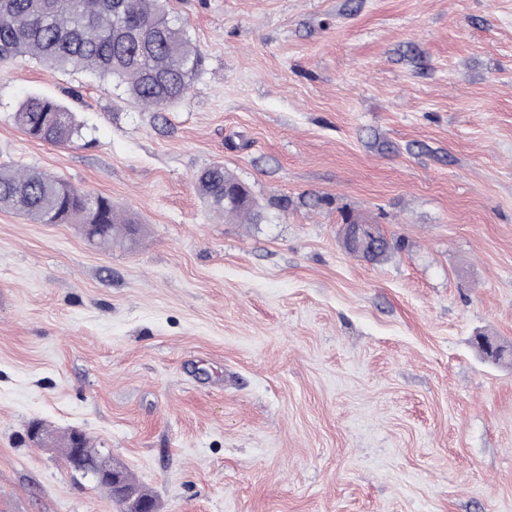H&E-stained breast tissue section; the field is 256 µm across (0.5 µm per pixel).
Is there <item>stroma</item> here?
Segmentation results:
<instances>
[{"mask_svg": "<svg viewBox=\"0 0 512 512\" xmlns=\"http://www.w3.org/2000/svg\"><path fill=\"white\" fill-rule=\"evenodd\" d=\"M202 62L162 111L0 64V167L110 197L136 241L0 210V512H120L32 422L109 449L156 512H512V0H168ZM75 112L55 146L13 122ZM221 165L258 219L196 181ZM400 250L349 255L343 216ZM14 123L29 138L66 146L82 136V125L74 112L56 100L30 97L13 114ZM198 190L202 198L213 210L224 213L225 217H238L243 214L254 215L257 201L248 188L237 180L232 174L224 170L223 166H213L199 176ZM224 188L237 191L242 194L232 205H224V200L231 202L228 195L224 197Z\"/></svg>", "mask_w": 512, "mask_h": 512, "instance_id": "35a3bbf8", "label": "stroma"}]
</instances>
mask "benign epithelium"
<instances>
[{
  "instance_id": "1",
  "label": "benign epithelium",
  "mask_w": 512,
  "mask_h": 512,
  "mask_svg": "<svg viewBox=\"0 0 512 512\" xmlns=\"http://www.w3.org/2000/svg\"><path fill=\"white\" fill-rule=\"evenodd\" d=\"M344 236L345 248L363 259L384 246V242L365 224L345 228ZM85 443L87 436L82 430L77 429L71 434V449L67 458L70 469L91 475L99 484L110 485L113 498L124 505V512H156L153 500L141 498L126 487L121 472L114 468L110 457L104 455L98 465H89L88 457L93 449L84 447Z\"/></svg>"
}]
</instances>
